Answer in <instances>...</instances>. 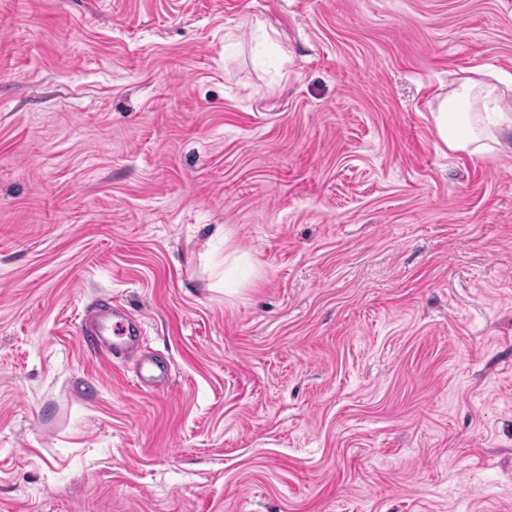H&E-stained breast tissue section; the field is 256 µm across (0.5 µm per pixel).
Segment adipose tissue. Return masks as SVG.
Instances as JSON below:
<instances>
[{
    "instance_id": "obj_1",
    "label": "adipose tissue",
    "mask_w": 512,
    "mask_h": 512,
    "mask_svg": "<svg viewBox=\"0 0 512 512\" xmlns=\"http://www.w3.org/2000/svg\"><path fill=\"white\" fill-rule=\"evenodd\" d=\"M433 119L440 141L453 153H482V135L512 132V106L498 85L472 77L461 78L440 100Z\"/></svg>"
}]
</instances>
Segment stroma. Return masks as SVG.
Returning a JSON list of instances; mask_svg holds the SVG:
<instances>
[{"label":"stroma","mask_w":512,"mask_h":512,"mask_svg":"<svg viewBox=\"0 0 512 512\" xmlns=\"http://www.w3.org/2000/svg\"><path fill=\"white\" fill-rule=\"evenodd\" d=\"M483 69L512 0H0V512H512V138L432 116ZM142 334L140 320L116 307H112V314L98 316L80 330L85 349L97 352L112 338V355L119 356L129 353L134 338ZM136 376L140 387L163 390L168 385L169 370L154 360L146 359L140 363Z\"/></svg>","instance_id":"stroma-1"}]
</instances>
